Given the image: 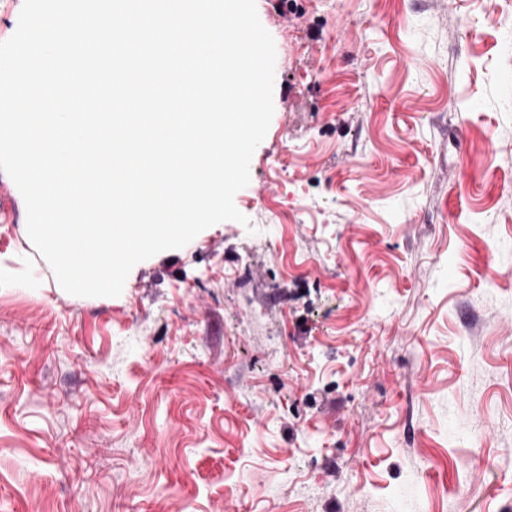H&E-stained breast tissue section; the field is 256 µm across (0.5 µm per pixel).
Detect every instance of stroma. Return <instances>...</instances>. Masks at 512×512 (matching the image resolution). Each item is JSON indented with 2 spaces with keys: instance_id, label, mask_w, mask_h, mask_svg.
Listing matches in <instances>:
<instances>
[{
  "instance_id": "35a3bbf8",
  "label": "stroma",
  "mask_w": 512,
  "mask_h": 512,
  "mask_svg": "<svg viewBox=\"0 0 512 512\" xmlns=\"http://www.w3.org/2000/svg\"><path fill=\"white\" fill-rule=\"evenodd\" d=\"M224 221L67 293L0 171V512H512V0H256Z\"/></svg>"
}]
</instances>
